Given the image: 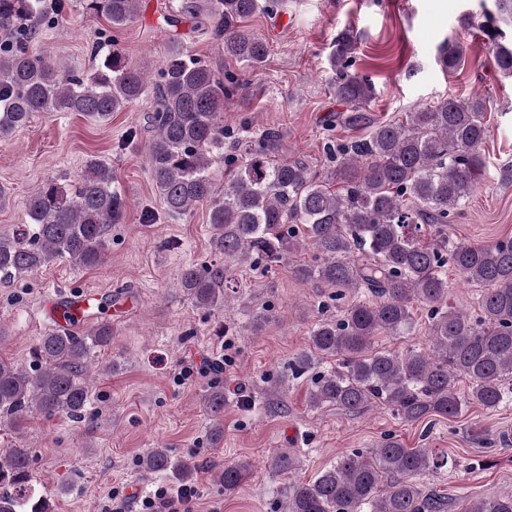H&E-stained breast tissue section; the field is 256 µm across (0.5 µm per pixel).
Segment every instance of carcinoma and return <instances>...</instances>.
<instances>
[{"label": "carcinoma", "mask_w": 512, "mask_h": 512, "mask_svg": "<svg viewBox=\"0 0 512 512\" xmlns=\"http://www.w3.org/2000/svg\"><path fill=\"white\" fill-rule=\"evenodd\" d=\"M288 0H181L180 13L199 20L197 31L252 67L261 66L268 45L245 20L263 9L274 12ZM138 0H84L90 15L108 22L105 35L92 41L102 56L94 71L75 74L49 55H35L29 43L43 26L58 22L41 13L36 0H0V29L12 43L0 47V139L27 126L37 112H79L108 119L150 94L153 135L147 145L149 174L173 218L207 205L211 248L222 256L204 266H186L179 287L196 306L226 307L225 288L235 266L259 263L272 269L299 248L315 253V263L294 266L303 282L336 289V297L357 299L342 317L318 321L309 349L291 363L299 375L323 358L336 366L315 379L309 406L336 405L355 412L371 403L405 421L432 416L457 417L472 406L495 412L512 402V239L475 246L448 234L459 207L480 183V148L488 136L486 104L480 97H447L378 126L366 139L326 143L336 159L338 189L309 172L301 161L270 158L277 140L263 132L248 141L242 159L225 160L224 192L209 175L214 151L224 147V98L241 89L181 46L165 57L151 84L128 67L107 43L137 15ZM495 19L473 18L495 48L496 63L512 76V48L502 44ZM348 30L337 34L330 57L336 97L360 109L375 92L371 80L347 72L354 53ZM440 63L449 71L462 64V52L447 42ZM30 226L0 235V279L14 280L56 260L81 268L107 259V235L122 224L126 201L112 170L92 157L72 185L49 178L27 202ZM482 286L472 317L448 305V267ZM428 308L432 348L402 354L374 347L379 335L403 336L415 326L414 307ZM112 299L100 305L104 317L83 334L55 328L31 351L30 367L0 359V423L15 429L28 417H84L91 407L88 362L112 344V321L105 316ZM469 385L456 388L458 378ZM205 412L218 423L224 415V390L206 394ZM30 450L21 442L0 460V512H53L50 498L31 483ZM448 465L431 448H405L391 435L376 447L337 458L313 481L292 487L288 512H447L445 498L426 489L421 475ZM146 475L176 474L191 480L195 467L177 462L166 448L142 459ZM246 461L227 463L220 474L224 490L247 477ZM465 512H512V495L482 499Z\"/></svg>", "instance_id": "1"}]
</instances>
